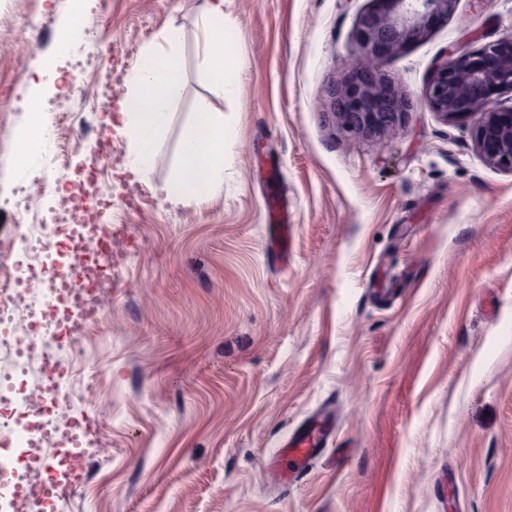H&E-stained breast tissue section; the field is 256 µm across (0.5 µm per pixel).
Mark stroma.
Segmentation results:
<instances>
[{"instance_id": "1", "label": "stroma", "mask_w": 512, "mask_h": 512, "mask_svg": "<svg viewBox=\"0 0 512 512\" xmlns=\"http://www.w3.org/2000/svg\"><path fill=\"white\" fill-rule=\"evenodd\" d=\"M98 2L0 0V148L29 199L22 215L0 205V235L46 207L36 160L17 157L32 53L59 74L46 103L66 109L75 83L90 115L62 143L61 187L97 162L112 202L100 222L127 228L101 317L59 351L72 410L101 440L60 512H512V174L476 151L472 123L418 102L446 48L512 35V0H457L389 57L411 108L377 136L347 131L330 98L363 58L354 30L374 0H224L238 74L224 93L199 65L210 0ZM173 27L183 90L136 176L103 117ZM91 37L102 61L71 75ZM203 100L224 115V182L172 203L163 188ZM272 196L288 204L285 261L266 245ZM316 413L329 447L276 481L266 456Z\"/></svg>"}]
</instances>
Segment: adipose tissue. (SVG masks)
<instances>
[{
	"label": "adipose tissue",
	"instance_id": "obj_1",
	"mask_svg": "<svg viewBox=\"0 0 512 512\" xmlns=\"http://www.w3.org/2000/svg\"><path fill=\"white\" fill-rule=\"evenodd\" d=\"M224 12L216 4L200 19L201 67L217 90L233 86L237 73L229 65L230 47L216 16ZM182 36L179 29L165 32L149 47L128 79V90L120 103L122 131L133 159L130 169L141 175L153 161L168 111L182 90ZM224 180V115L200 106L197 118L183 142L175 174L165 186L168 200L178 202L212 193Z\"/></svg>",
	"mask_w": 512,
	"mask_h": 512
}]
</instances>
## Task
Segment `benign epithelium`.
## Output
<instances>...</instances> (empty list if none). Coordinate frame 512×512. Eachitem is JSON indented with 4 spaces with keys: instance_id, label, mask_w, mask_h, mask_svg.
<instances>
[{
    "instance_id": "7a95c632",
    "label": "benign epithelium",
    "mask_w": 512,
    "mask_h": 512,
    "mask_svg": "<svg viewBox=\"0 0 512 512\" xmlns=\"http://www.w3.org/2000/svg\"><path fill=\"white\" fill-rule=\"evenodd\" d=\"M456 2L376 0V7L359 17L354 37L369 65L332 93L333 112L344 128L376 135L402 120L410 105L386 81V59L446 21ZM506 42L511 44L512 37ZM504 43H488L468 53L447 51L423 88L421 101L449 123L474 121L477 150L489 164L512 174V108L491 106L495 97L512 92V54L502 55Z\"/></svg>"
}]
</instances>
